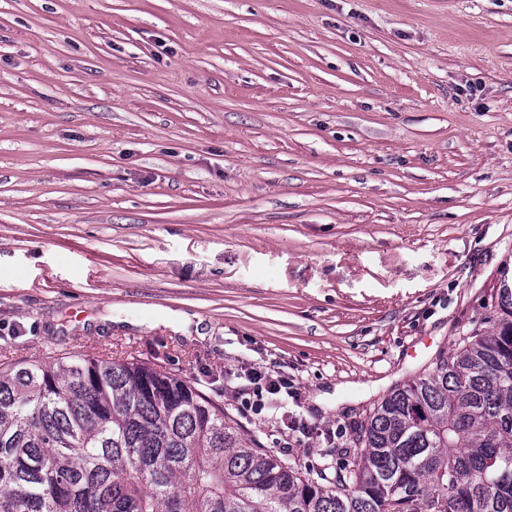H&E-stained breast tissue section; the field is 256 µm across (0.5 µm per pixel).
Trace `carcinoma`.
I'll use <instances>...</instances> for the list:
<instances>
[{
  "instance_id": "1",
  "label": "carcinoma",
  "mask_w": 512,
  "mask_h": 512,
  "mask_svg": "<svg viewBox=\"0 0 512 512\" xmlns=\"http://www.w3.org/2000/svg\"><path fill=\"white\" fill-rule=\"evenodd\" d=\"M471 332L369 415L313 478L224 406L139 360L0 366V512H512V282Z\"/></svg>"
}]
</instances>
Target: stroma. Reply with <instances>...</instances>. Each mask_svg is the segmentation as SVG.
Wrapping results in <instances>:
<instances>
[{"mask_svg": "<svg viewBox=\"0 0 512 512\" xmlns=\"http://www.w3.org/2000/svg\"><path fill=\"white\" fill-rule=\"evenodd\" d=\"M506 264L512 0H0V363H155L336 465ZM245 378L256 386L255 395L257 399L253 401L251 404V408H255V411H261L262 408L265 407L264 402V393L268 394H278L282 389H285L287 395L295 398L297 396V392L290 391L291 387H288V379L282 377H273V375L269 374L265 370L257 368H252L247 374H245Z\"/></svg>", "mask_w": 512, "mask_h": 512, "instance_id": "1", "label": "stroma"}]
</instances>
